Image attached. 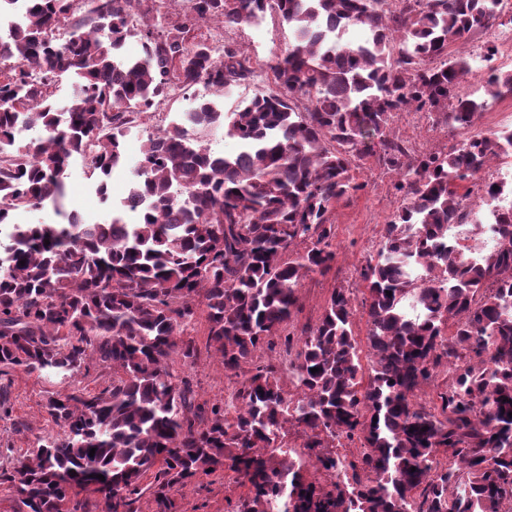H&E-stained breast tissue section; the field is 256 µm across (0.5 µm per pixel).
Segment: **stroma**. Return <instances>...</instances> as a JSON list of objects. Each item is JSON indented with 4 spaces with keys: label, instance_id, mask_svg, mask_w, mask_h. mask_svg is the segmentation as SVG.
<instances>
[{
    "label": "stroma",
    "instance_id": "1",
    "mask_svg": "<svg viewBox=\"0 0 512 512\" xmlns=\"http://www.w3.org/2000/svg\"><path fill=\"white\" fill-rule=\"evenodd\" d=\"M290 37L287 25L271 18L262 28L243 27L228 34L227 39L247 49L257 48L260 57L271 58L285 50ZM356 176L364 182L365 188L336 205V260L329 272L311 274L299 288L297 307L288 326L294 334H301L303 329L316 324L332 288L357 287L358 271L371 257L372 246L379 243V228L401 205L400 195L392 188L393 173L375 158L367 156L359 161ZM65 183L67 211L100 223L111 221L130 188L126 170L118 171L109 179L106 195H99L77 155L69 160ZM194 339L201 348L197 360L190 363L174 358L172 370L175 375L191 381L199 400L224 402L238 388L240 379L225 372L223 365L204 351V330H197ZM111 377L110 370L95 365L88 372L65 380L47 381L34 374L14 372L8 389L9 412L0 413V462L19 459L36 439L56 434L57 428L43 408L46 392L83 386L98 389L107 385ZM19 421L24 422V429H16ZM244 494V489L238 487L231 476L219 472L200 477L172 491L171 496L177 512H232Z\"/></svg>",
    "mask_w": 512,
    "mask_h": 512
}]
</instances>
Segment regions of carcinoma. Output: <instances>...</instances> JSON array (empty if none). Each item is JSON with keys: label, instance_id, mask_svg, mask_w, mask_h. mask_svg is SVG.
Masks as SVG:
<instances>
[{"label": "carcinoma", "instance_id": "obj_1", "mask_svg": "<svg viewBox=\"0 0 512 512\" xmlns=\"http://www.w3.org/2000/svg\"><path fill=\"white\" fill-rule=\"evenodd\" d=\"M156 2L0 0L22 15L0 36V226H10L0 241V386L17 370L112 371L99 391L46 392L59 432L0 470V485L16 488L14 512H88L91 497L105 512H137L150 476L163 512H176L170 489L217 472L248 489L236 512H503L512 505V210L497 214L492 254L473 258L446 239L460 188L512 152V130L437 151L392 131L408 110L453 136L512 94V71L500 70L483 96L458 94L472 72L461 44L501 25V0H193L174 24ZM268 11L294 43L264 65L229 42L217 52L200 34L186 39L202 23L229 32ZM354 27L366 37L345 39ZM134 36L144 54L131 59L121 48ZM264 70L273 89L235 111L202 95L147 134L128 193L132 223L74 214L12 223L17 210L59 207L75 154L106 196L124 163L121 138L171 87L219 93ZM62 75L76 87L60 105L51 87ZM19 122L45 135L22 146ZM219 127L237 153L204 144ZM370 155L395 173L402 205L359 270L365 341L354 332L355 293L334 288L300 344L285 335L289 386L263 364L232 403L197 402L170 362L199 355L198 313L226 372L281 335L301 281L332 268L331 215L364 189L354 170ZM444 365L431 405L413 402ZM292 429L303 451L274 455ZM352 443L358 454L340 453Z\"/></svg>", "mask_w": 512, "mask_h": 512}]
</instances>
